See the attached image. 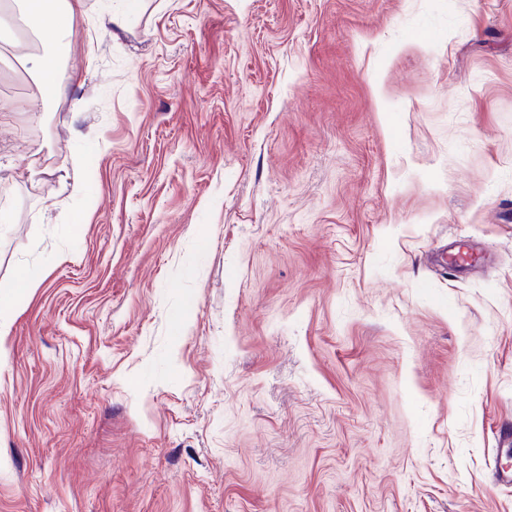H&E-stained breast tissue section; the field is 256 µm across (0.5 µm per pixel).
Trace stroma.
I'll return each instance as SVG.
<instances>
[{"label":"stroma","mask_w":512,"mask_h":512,"mask_svg":"<svg viewBox=\"0 0 512 512\" xmlns=\"http://www.w3.org/2000/svg\"><path fill=\"white\" fill-rule=\"evenodd\" d=\"M40 50L0 512H512V0H82L54 99Z\"/></svg>","instance_id":"35a3bbf8"}]
</instances>
